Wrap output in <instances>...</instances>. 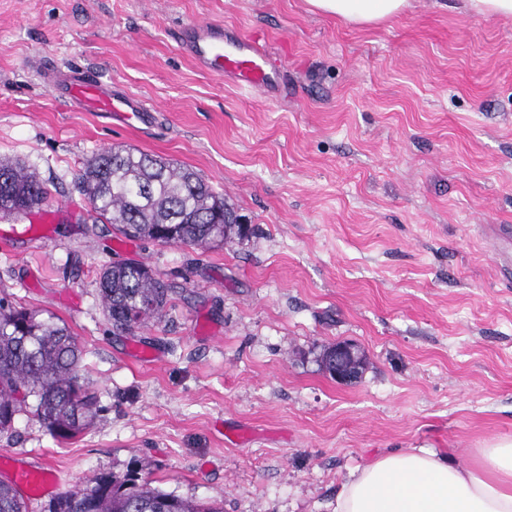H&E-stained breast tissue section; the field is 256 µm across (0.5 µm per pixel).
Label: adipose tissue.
Instances as JSON below:
<instances>
[{"mask_svg":"<svg viewBox=\"0 0 512 512\" xmlns=\"http://www.w3.org/2000/svg\"><path fill=\"white\" fill-rule=\"evenodd\" d=\"M312 11L355 24L401 14L408 0H307ZM335 512H512V439L462 465L425 449L381 455L342 484Z\"/></svg>","mask_w":512,"mask_h":512,"instance_id":"1","label":"adipose tissue"}]
</instances>
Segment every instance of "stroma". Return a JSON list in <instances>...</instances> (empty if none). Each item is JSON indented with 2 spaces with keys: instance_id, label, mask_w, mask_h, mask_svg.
<instances>
[{
  "instance_id": "1",
  "label": "stroma",
  "mask_w": 512,
  "mask_h": 512,
  "mask_svg": "<svg viewBox=\"0 0 512 512\" xmlns=\"http://www.w3.org/2000/svg\"><path fill=\"white\" fill-rule=\"evenodd\" d=\"M193 18L260 39L284 84L247 94L198 72L174 42ZM62 63L156 122L56 99L40 73ZM113 147L193 169L251 234L199 248L94 222L76 174ZM1 160L49 194L0 214V297L69 326L99 400L76 439L24 413L0 437V480L19 462L60 474L28 512L133 466L224 512H332L380 454L470 465L512 439V288L483 237L512 225V19L465 0H410L369 26L305 0H0ZM126 260L174 290L130 334L97 285ZM343 341L367 362L348 384L318 363Z\"/></svg>"
}]
</instances>
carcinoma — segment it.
I'll list each match as a JSON object with an SVG mask.
<instances>
[{
  "label": "carcinoma",
  "mask_w": 512,
  "mask_h": 512,
  "mask_svg": "<svg viewBox=\"0 0 512 512\" xmlns=\"http://www.w3.org/2000/svg\"><path fill=\"white\" fill-rule=\"evenodd\" d=\"M0 213L24 214L40 205L48 188L28 168L0 162ZM77 185L96 220L129 240L212 247L224 244L237 216L195 171L131 148H110L88 159ZM99 297L112 328L131 333L171 300L172 289L138 261L104 267ZM83 350L70 328L53 316L0 299V435L29 413L57 439L89 429L97 399L81 382ZM0 512H26L20 492L0 482ZM53 512H222L139 482L137 472L101 478L91 490L70 489Z\"/></svg>",
  "instance_id": "obj_1"
}]
</instances>
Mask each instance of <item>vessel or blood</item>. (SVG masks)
<instances>
[{
	"label": "vessel or blood",
	"mask_w": 512,
	"mask_h": 512,
	"mask_svg": "<svg viewBox=\"0 0 512 512\" xmlns=\"http://www.w3.org/2000/svg\"><path fill=\"white\" fill-rule=\"evenodd\" d=\"M177 49L189 56L204 74L219 80H230L243 91H258L274 84L263 59L265 52L257 39L225 32L218 22L191 21L178 32ZM48 81L55 96L76 104L89 112H107L126 125L147 124L154 117L153 107L137 95L78 69L52 73ZM14 484L30 490L32 484L47 487L54 483L50 472L37 466L19 465L12 472Z\"/></svg>",
	"instance_id": "1"
}]
</instances>
